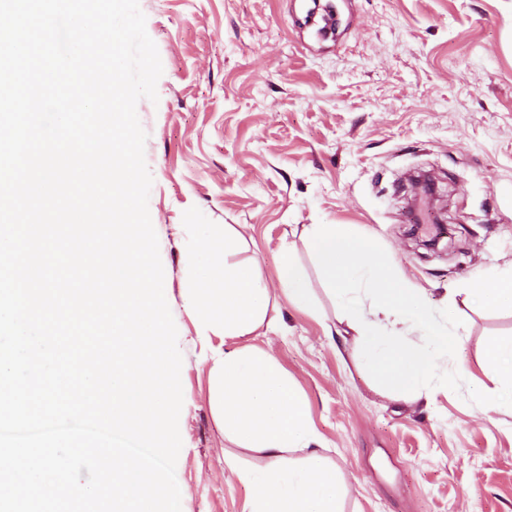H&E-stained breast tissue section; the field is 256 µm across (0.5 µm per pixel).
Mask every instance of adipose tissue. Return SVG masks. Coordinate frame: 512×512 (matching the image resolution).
I'll use <instances>...</instances> for the list:
<instances>
[{
	"label": "adipose tissue",
	"mask_w": 512,
	"mask_h": 512,
	"mask_svg": "<svg viewBox=\"0 0 512 512\" xmlns=\"http://www.w3.org/2000/svg\"><path fill=\"white\" fill-rule=\"evenodd\" d=\"M320 275L353 334L355 357L375 387L407 402L431 390L441 363L457 356L456 323H439L420 294L393 275L375 239L348 224H314L307 231ZM239 234L201 228L185 262L191 277L182 306L205 348L208 402L225 439L258 454L250 463L224 452V474L245 487L241 512H342L346 480L319 447L306 399L267 351L241 345L268 320L270 292L258 274L232 262ZM279 287L295 307L316 302L299 267L284 258ZM483 304L512 308V268L480 274L461 287ZM485 363L500 378V400L512 404V336L492 339Z\"/></svg>",
	"instance_id": "obj_1"
}]
</instances>
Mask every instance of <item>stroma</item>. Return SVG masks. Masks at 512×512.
Segmentation results:
<instances>
[{
  "instance_id": "stroma-1",
  "label": "stroma",
  "mask_w": 512,
  "mask_h": 512,
  "mask_svg": "<svg viewBox=\"0 0 512 512\" xmlns=\"http://www.w3.org/2000/svg\"><path fill=\"white\" fill-rule=\"evenodd\" d=\"M163 74L140 99L153 178L148 209L178 331L183 512H241L226 478L206 372L182 309L191 225L232 226L271 290L276 331L242 345L270 351L304 394L348 485L344 512H512V406L496 395L483 349L512 336V310L451 288L512 264V0H348L335 41L304 27L305 0H139ZM426 170L443 210L438 250L420 246L401 183ZM312 224H351L439 321L459 323V357L415 402L361 377L346 324L305 239ZM292 254L318 315L292 307L278 267Z\"/></svg>"
}]
</instances>
